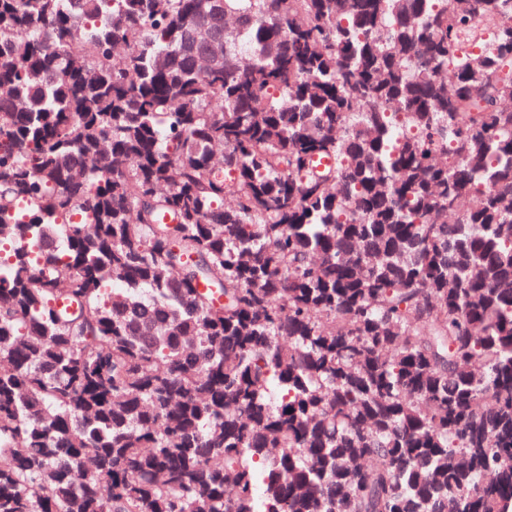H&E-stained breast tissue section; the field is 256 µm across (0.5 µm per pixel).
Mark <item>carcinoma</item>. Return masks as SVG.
<instances>
[{
    "label": "carcinoma",
    "instance_id": "cac0c4a2",
    "mask_svg": "<svg viewBox=\"0 0 512 512\" xmlns=\"http://www.w3.org/2000/svg\"><path fill=\"white\" fill-rule=\"evenodd\" d=\"M0 0V512H504L512 0Z\"/></svg>",
    "mask_w": 512,
    "mask_h": 512
}]
</instances>
